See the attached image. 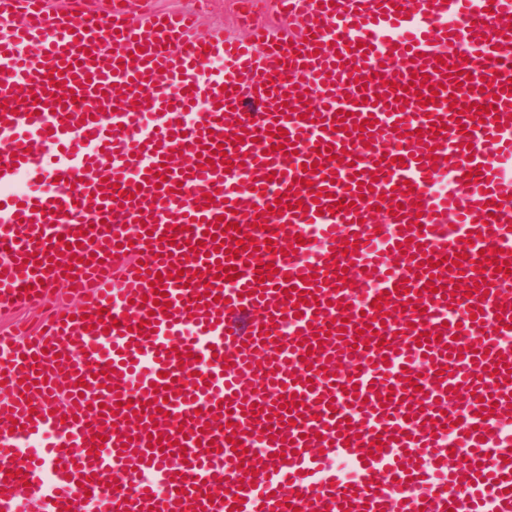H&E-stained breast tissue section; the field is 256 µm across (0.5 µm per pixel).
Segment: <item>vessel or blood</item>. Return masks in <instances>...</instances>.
Here are the masks:
<instances>
[{
    "instance_id": "b4317fda",
    "label": "vessel or blood",
    "mask_w": 512,
    "mask_h": 512,
    "mask_svg": "<svg viewBox=\"0 0 512 512\" xmlns=\"http://www.w3.org/2000/svg\"><path fill=\"white\" fill-rule=\"evenodd\" d=\"M276 4L0 0V512H512V0ZM141 5L137 11L130 15V20L135 22L155 10H180L196 12L198 24L194 34L199 38H205L216 30H224V34L232 37H244L245 32L239 21L241 7L238 2L242 0H207L209 3L204 8H199V0H138ZM240 12V13H239ZM259 5L253 10L257 20L266 24L279 33H288L296 31V26L292 19L284 20L275 8L274 0H258ZM60 294V289L57 293L53 294L50 298L51 302L48 306L42 307L37 304L28 305L19 310L14 311L13 313L8 314L7 311L0 313V328L2 324L8 323L14 319L23 320L31 325L37 324L44 313L49 311L53 306H55L54 299Z\"/></svg>"
}]
</instances>
